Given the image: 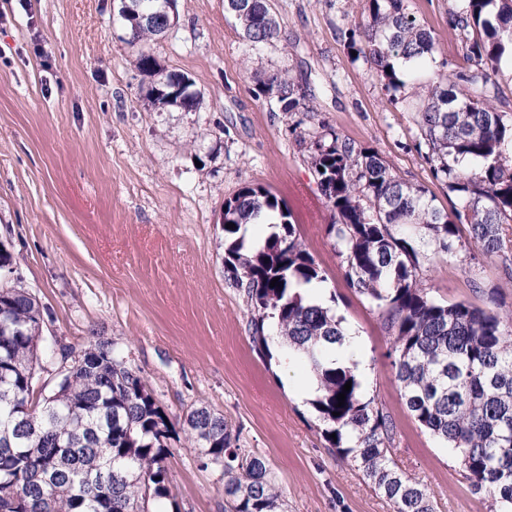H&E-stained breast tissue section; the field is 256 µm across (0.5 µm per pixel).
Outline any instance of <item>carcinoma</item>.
<instances>
[{
	"instance_id": "carcinoma-1",
	"label": "carcinoma",
	"mask_w": 512,
	"mask_h": 512,
	"mask_svg": "<svg viewBox=\"0 0 512 512\" xmlns=\"http://www.w3.org/2000/svg\"><path fill=\"white\" fill-rule=\"evenodd\" d=\"M146 19H127L139 51L145 96L154 105L195 112L201 91L185 72L162 68L151 43L168 28L159 0ZM369 21L349 48L385 86L397 90L416 69L436 63L434 36L405 0H369ZM254 47L284 33L267 0H224ZM464 65L436 69L412 107L433 177L457 203L447 211L420 185L399 177L378 153L332 135L309 147L317 187L333 212L328 236L346 264L351 288L379 311L392 337V366L407 410L448 448L489 512H512V319L464 302H441L420 287V257H458L475 247L487 257L512 253V118L493 103L504 56L512 58V0H462L449 13ZM186 80L168 95L174 78ZM260 93L284 113L313 108L306 91L273 73ZM284 202L245 185L224 202L227 270L252 315L255 349L298 361L318 381L311 405L328 451L373 483L393 512H434L430 490L395 461L394 427L353 369L336 357L346 329L324 302L301 287L325 281L297 237ZM17 256L0 243V512H170L168 459L173 422L147 381L104 336L60 352L53 388L37 390L44 312L14 279ZM278 279L280 285L270 286ZM344 405L337 396L346 382ZM179 424L205 464L224 476V512H287L259 455L238 445L224 415L206 406Z\"/></svg>"
}]
</instances>
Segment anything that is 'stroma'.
Masks as SVG:
<instances>
[{
    "mask_svg": "<svg viewBox=\"0 0 512 512\" xmlns=\"http://www.w3.org/2000/svg\"><path fill=\"white\" fill-rule=\"evenodd\" d=\"M113 0H0V241L19 257L44 309L45 345L81 348L104 331L170 415L224 414L239 445L262 456L288 512H392L362 472L328 450L298 381L258 354L248 307L224 265L226 199L265 187L292 213L325 280L321 295L357 339L361 378L394 424L396 457L428 486L435 512H487L458 458L407 411L378 310L350 288L326 227L308 146L336 133L377 152L398 176L455 200L424 159L414 91L386 88L349 34L368 0H272L287 44L255 50L224 0H178V23L152 46L187 73L198 111L155 107L140 92L136 50L120 41ZM431 30L438 62L456 68L448 28L458 0H407ZM282 73L310 91V111L278 112L258 96ZM422 286L444 302L512 313V277L478 250L427 259ZM171 489L181 512H224V479L174 442Z\"/></svg>",
    "mask_w": 512,
    "mask_h": 512,
    "instance_id": "stroma-1",
    "label": "stroma"
}]
</instances>
